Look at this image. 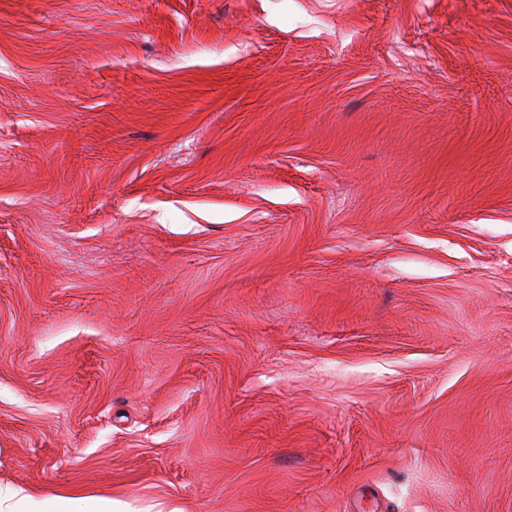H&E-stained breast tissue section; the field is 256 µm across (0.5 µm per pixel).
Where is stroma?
I'll return each instance as SVG.
<instances>
[{
	"label": "stroma",
	"mask_w": 512,
	"mask_h": 512,
	"mask_svg": "<svg viewBox=\"0 0 512 512\" xmlns=\"http://www.w3.org/2000/svg\"><path fill=\"white\" fill-rule=\"evenodd\" d=\"M512 512V0H0V488Z\"/></svg>",
	"instance_id": "1"
}]
</instances>
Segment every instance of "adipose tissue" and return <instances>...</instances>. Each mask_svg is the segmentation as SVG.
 I'll return each mask as SVG.
<instances>
[{
    "label": "adipose tissue",
    "mask_w": 512,
    "mask_h": 512,
    "mask_svg": "<svg viewBox=\"0 0 512 512\" xmlns=\"http://www.w3.org/2000/svg\"><path fill=\"white\" fill-rule=\"evenodd\" d=\"M0 512H129L125 504L98 496L55 494L40 499L21 489L0 490Z\"/></svg>",
    "instance_id": "1"
}]
</instances>
